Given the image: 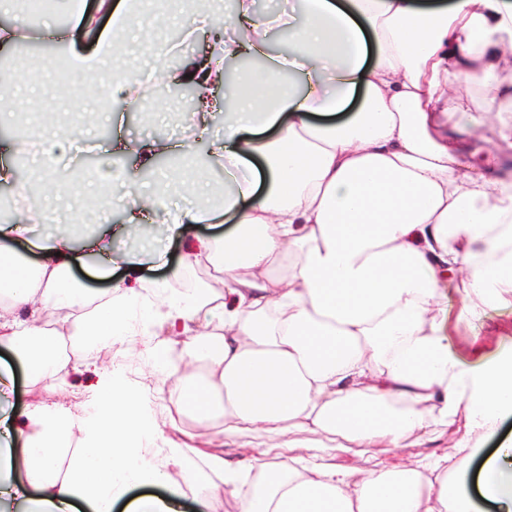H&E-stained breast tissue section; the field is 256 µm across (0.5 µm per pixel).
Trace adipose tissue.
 Here are the masks:
<instances>
[{"mask_svg": "<svg viewBox=\"0 0 512 512\" xmlns=\"http://www.w3.org/2000/svg\"><path fill=\"white\" fill-rule=\"evenodd\" d=\"M138 2L98 0L112 28L87 45L74 36L75 26L96 22L83 0H59L41 23L72 66L93 75L76 111L108 116L114 100L134 106L146 96L142 82L112 74L140 29ZM195 17L194 35L212 36L207 51L171 68L159 49L151 64L160 82L192 84L191 138L117 135L111 150L150 166L207 146L234 185L221 207L200 168L166 171L140 193L109 166L90 183L68 179L54 159L72 151L74 136L0 139V184L28 194L12 159L33 154L44 197L90 196L124 212L80 249L65 235L34 239L32 261L12 243L41 222L40 211L24 208L0 224V396L13 393L21 368L31 385L60 395L0 407V503L18 512H179L176 498L127 494L165 482L168 462L192 460L206 479L199 512H212L220 487L239 512H474L478 497L512 512V439L498 436L512 412V357L479 370L460 364L440 307L451 276L470 317L493 303L512 306V174L465 164L471 140L446 130L454 112L472 137L488 130L512 148V0H304L301 23L287 26L289 57L242 76L220 140L210 117L224 62L262 53L269 22L253 0H236L235 38L218 32L213 5ZM463 83L477 87L480 112L457 95ZM357 92L360 106L334 120ZM316 113L323 122H312ZM174 193L191 200L169 226L191 241L183 267L143 278L138 261L112 243L136 236ZM222 216L234 223L223 239L195 234ZM89 255L101 258L92 275L108 283L96 296L71 275ZM203 263L223 292L205 283L174 289L183 270ZM76 310L70 327H45L46 313ZM177 329L190 341L175 354ZM135 336L168 391L160 410L139 378L111 368L88 393L71 394L65 381L90 350ZM188 419L220 422L269 448L299 432L359 454L448 428L455 437L441 457L356 477L301 459L231 465L192 434L158 447L164 429ZM493 439L498 446L468 489L471 462Z\"/></svg>", "mask_w": 512, "mask_h": 512, "instance_id": "1", "label": "adipose tissue"}]
</instances>
